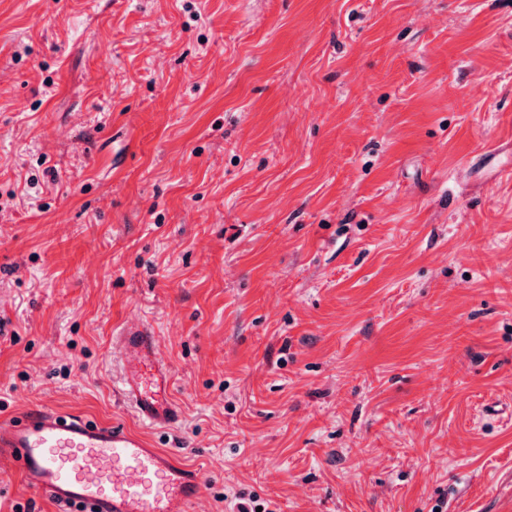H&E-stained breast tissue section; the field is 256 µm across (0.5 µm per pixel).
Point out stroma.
<instances>
[{"mask_svg": "<svg viewBox=\"0 0 512 512\" xmlns=\"http://www.w3.org/2000/svg\"><path fill=\"white\" fill-rule=\"evenodd\" d=\"M508 168L512 0H0V415L143 321L197 512H512Z\"/></svg>", "mask_w": 512, "mask_h": 512, "instance_id": "stroma-1", "label": "stroma"}]
</instances>
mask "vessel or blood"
Segmentation results:
<instances>
[{
    "label": "vessel or blood",
    "mask_w": 512,
    "mask_h": 512,
    "mask_svg": "<svg viewBox=\"0 0 512 512\" xmlns=\"http://www.w3.org/2000/svg\"><path fill=\"white\" fill-rule=\"evenodd\" d=\"M120 395L134 418L158 431L182 420L170 367L149 325L117 333ZM0 459L60 512H194L201 474L175 451L133 431L49 408L0 417Z\"/></svg>",
    "instance_id": "1"
}]
</instances>
